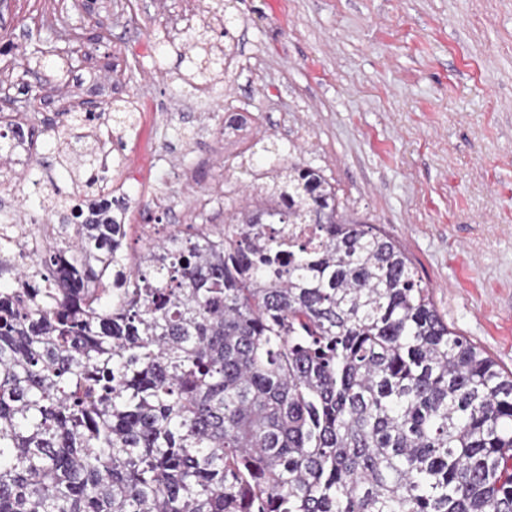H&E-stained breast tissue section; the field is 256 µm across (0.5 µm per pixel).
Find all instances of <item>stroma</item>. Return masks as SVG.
<instances>
[{
	"mask_svg": "<svg viewBox=\"0 0 512 512\" xmlns=\"http://www.w3.org/2000/svg\"><path fill=\"white\" fill-rule=\"evenodd\" d=\"M61 0H0V116L35 133L29 160L0 158V201L52 234L37 195H75L43 129L78 104L148 97L157 118L144 165L123 137L112 198L124 207L123 250L189 224L220 230L258 199L287 161L321 171L342 207L405 251L449 327L512 371V0H223L222 82L198 89L181 73L203 56L167 19L212 0H81L73 40L43 14ZM164 43L162 68L137 54ZM67 57L66 81L28 102L37 78L21 59ZM249 130L224 136L228 117Z\"/></svg>",
	"mask_w": 512,
	"mask_h": 512,
	"instance_id": "obj_1",
	"label": "stroma"
}]
</instances>
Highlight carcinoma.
<instances>
[{
	"label": "carcinoma",
	"mask_w": 512,
	"mask_h": 512,
	"mask_svg": "<svg viewBox=\"0 0 512 512\" xmlns=\"http://www.w3.org/2000/svg\"><path fill=\"white\" fill-rule=\"evenodd\" d=\"M198 75L224 68L209 52ZM137 111L51 129L60 164L84 147V195L96 114L127 132ZM266 194L134 266L106 210L41 205L76 223L0 290V512H512V372L320 171L290 163ZM290 224L317 243L283 249Z\"/></svg>",
	"instance_id": "carcinoma-1"
}]
</instances>
